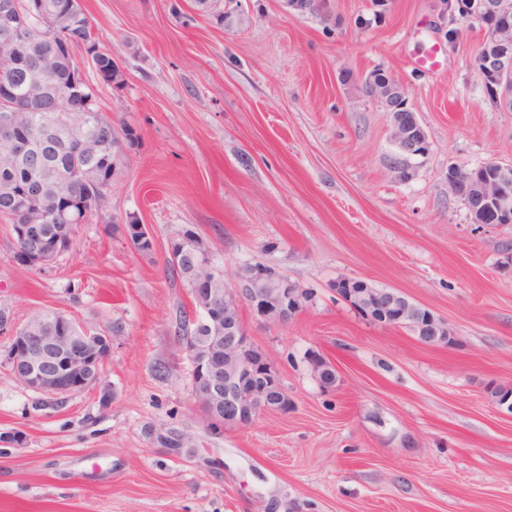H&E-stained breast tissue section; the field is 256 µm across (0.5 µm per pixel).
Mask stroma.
<instances>
[{
	"instance_id": "obj_1",
	"label": "stroma",
	"mask_w": 512,
	"mask_h": 512,
	"mask_svg": "<svg viewBox=\"0 0 512 512\" xmlns=\"http://www.w3.org/2000/svg\"><path fill=\"white\" fill-rule=\"evenodd\" d=\"M82 5L123 83L85 75L139 143L51 265L16 262L0 223V309L16 326L57 309L114 327L112 352L103 388L53 408L14 377L0 335V512H512V410L495 395L512 389V224L474 223L448 191L449 166L512 165V112L475 62L479 25L451 24L442 0H329L325 17L229 0L224 22L195 0ZM430 44L442 72L412 64ZM376 69L407 88L430 143L408 181L363 87ZM131 219L152 254L126 238ZM188 225L225 278L262 264L312 295L284 324L240 305L289 398L246 427L211 429L190 397L172 321L192 302L164 271ZM341 277L404 294L452 341L372 322L337 295ZM310 353L335 367L332 387ZM148 425L185 430L192 458L166 456Z\"/></svg>"
}]
</instances>
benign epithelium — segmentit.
Returning a JSON list of instances; mask_svg holds the SVG:
<instances>
[{
    "label": "benign epithelium",
    "instance_id": "7a95c632",
    "mask_svg": "<svg viewBox=\"0 0 512 512\" xmlns=\"http://www.w3.org/2000/svg\"><path fill=\"white\" fill-rule=\"evenodd\" d=\"M444 11L454 18L473 20L482 26L483 39L477 51L479 69L485 83L492 86L499 106L512 112V8L504 0H446ZM54 27L52 16L30 0H0V60L21 58L35 44V34L45 35ZM365 90L387 112L399 158L402 181L414 175L411 159L429 153L427 136L409 104L405 87L381 71L365 77ZM11 100L0 95V154L11 159L28 157L29 140L17 133ZM491 175L483 184L481 204L494 214L492 223L512 224V166L491 161L484 165ZM455 177L448 179V190L464 198L463 177L470 172L457 165L448 166ZM89 211H57L51 220L57 224H83ZM64 251L58 241L40 244L36 262L46 266ZM193 254L200 266L211 264V250L203 240L192 245L175 235L169 239L166 259ZM213 313L209 331L223 338L218 347L195 348L183 345L191 362V397L195 405L205 403L209 421L217 427H242L262 411L288 402L279 377L263 358L248 354L251 343L239 317L240 303H246L258 317L271 322H286L305 308L300 286L288 276L270 268L251 266L241 270L232 283H224V294L214 295L199 283L194 288ZM379 309L375 321L398 326L410 301L396 291H376ZM6 357L18 380L28 389L69 397L98 387L103 382L99 352L110 355L113 331L107 326L88 328L65 314L56 320L25 323L5 328ZM161 449L171 457L184 455L189 437L179 428H162Z\"/></svg>",
    "mask_w": 512,
    "mask_h": 512
}]
</instances>
